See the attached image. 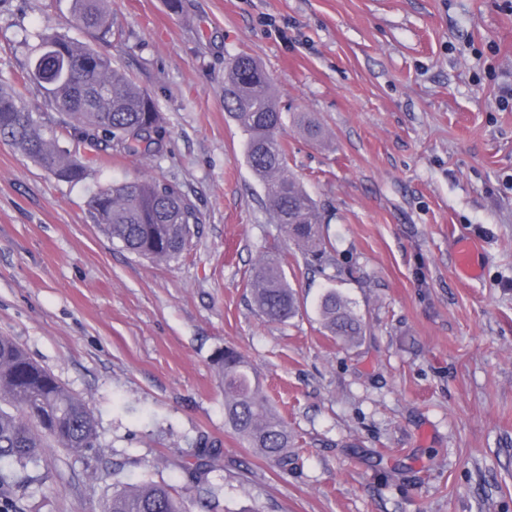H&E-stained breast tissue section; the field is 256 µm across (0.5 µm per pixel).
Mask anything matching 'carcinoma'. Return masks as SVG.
Listing matches in <instances>:
<instances>
[{"instance_id":"obj_1","label":"carcinoma","mask_w":512,"mask_h":512,"mask_svg":"<svg viewBox=\"0 0 512 512\" xmlns=\"http://www.w3.org/2000/svg\"><path fill=\"white\" fill-rule=\"evenodd\" d=\"M105 0H72L75 22L91 38L112 37ZM28 80L41 87L60 116L59 128L34 118L13 91L0 85V140L16 146L59 181L78 183L87 163L102 153L161 156L166 130L157 103L112 57L60 32H43L31 52ZM224 108L245 132V156L261 180L275 223L304 255L324 263L333 246L328 241L319 205L288 171L280 140L282 112L270 79L260 63L242 52L224 73ZM297 125L313 140L321 127L308 115ZM92 221L128 252L151 261L170 262L187 249L199 224L196 207L174 183L142 177L101 189L87 202ZM248 287L261 315L284 323L298 311L297 299L280 258L264 254L252 270ZM324 329L344 344L362 335L361 320L336 290L318 305ZM224 381V424L249 447L286 471L294 463L285 421L271 408L252 368L234 348L217 358ZM0 488L9 475L38 466L44 449L56 445L73 454L98 451L96 421L88 403L68 391L54 374L34 362L11 338L0 336ZM211 465L185 468L188 481L210 493ZM105 512H184L182 503L163 483L143 482L112 494Z\"/></svg>"}]
</instances>
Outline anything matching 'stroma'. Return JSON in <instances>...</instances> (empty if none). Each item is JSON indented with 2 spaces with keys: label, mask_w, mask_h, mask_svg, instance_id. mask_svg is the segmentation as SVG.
<instances>
[{
  "label": "stroma",
  "mask_w": 512,
  "mask_h": 512,
  "mask_svg": "<svg viewBox=\"0 0 512 512\" xmlns=\"http://www.w3.org/2000/svg\"><path fill=\"white\" fill-rule=\"evenodd\" d=\"M72 0H0V84L24 82L35 33L80 41ZM98 42L155 99L162 157L101 155L77 184L0 141V336L84 398L100 449H47L16 512H102L162 482L188 512H512V0H107ZM251 54L283 114L288 168L329 223L318 270L270 216L224 110L230 58ZM304 112L325 139L294 121ZM141 176L180 185L200 219L186 251L151 262L87 210ZM482 272L458 274L455 240ZM279 255L299 311H257L249 272ZM363 323L336 341L328 289ZM250 363L298 456L292 470L224 425L215 363ZM205 456L216 498L185 464Z\"/></svg>",
  "instance_id": "obj_1"
}]
</instances>
